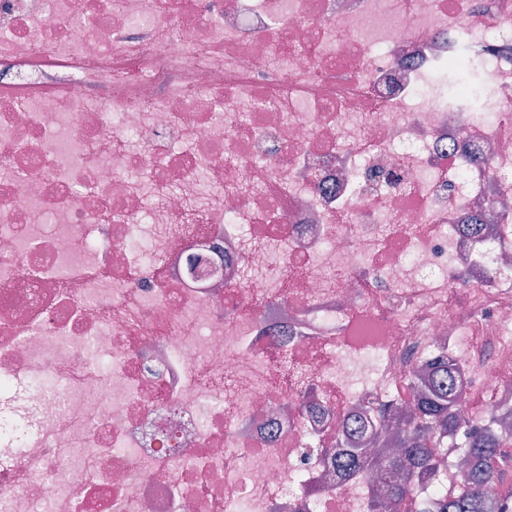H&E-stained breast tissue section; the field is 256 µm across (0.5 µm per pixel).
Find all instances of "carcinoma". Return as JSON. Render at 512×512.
Returning <instances> with one entry per match:
<instances>
[{
	"instance_id": "obj_1",
	"label": "carcinoma",
	"mask_w": 512,
	"mask_h": 512,
	"mask_svg": "<svg viewBox=\"0 0 512 512\" xmlns=\"http://www.w3.org/2000/svg\"><path fill=\"white\" fill-rule=\"evenodd\" d=\"M431 376L426 388L407 387L418 413L405 417L400 403L365 407L346 420V427L364 436L372 449L347 448L336 454V472L348 480L372 476L377 468L382 491L372 498L370 512H428L420 499L428 482L450 484L448 495L434 503L435 512H512V493L487 498L488 484H505L512 473V450L505 439L512 430L494 433L460 404L459 369L449 358L422 366ZM461 450V470L448 475L435 449Z\"/></svg>"
}]
</instances>
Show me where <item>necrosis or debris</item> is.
Returning <instances> with one entry per match:
<instances>
[{
    "label": "necrosis or debris",
    "instance_id": "4bbe7bcc",
    "mask_svg": "<svg viewBox=\"0 0 512 512\" xmlns=\"http://www.w3.org/2000/svg\"><path fill=\"white\" fill-rule=\"evenodd\" d=\"M505 224L512 0H0V512H370L409 366L512 420Z\"/></svg>",
    "mask_w": 512,
    "mask_h": 512
}]
</instances>
